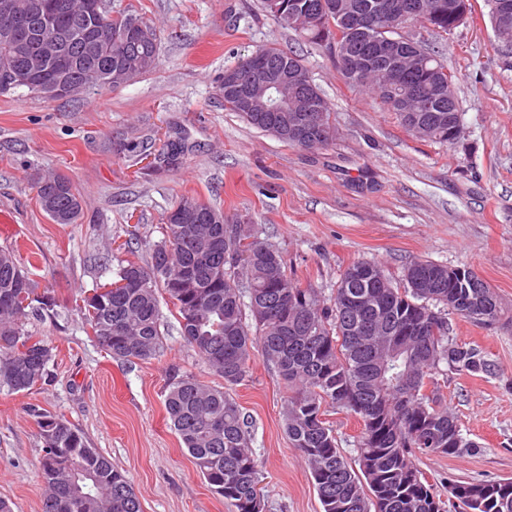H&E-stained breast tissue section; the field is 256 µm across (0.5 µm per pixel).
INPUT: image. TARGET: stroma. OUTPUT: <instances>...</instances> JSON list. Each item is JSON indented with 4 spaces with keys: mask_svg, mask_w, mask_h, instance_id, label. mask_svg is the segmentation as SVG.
Segmentation results:
<instances>
[{
    "mask_svg": "<svg viewBox=\"0 0 512 512\" xmlns=\"http://www.w3.org/2000/svg\"><path fill=\"white\" fill-rule=\"evenodd\" d=\"M468 20L425 42L455 77L462 137L421 140L374 93L346 82L326 44L285 27L259 0H107L156 28L157 66L117 88L46 101L20 88L0 95V250L15 253L53 311L26 324L53 349V380L0 389V498L41 512L42 439L32 409L65 417L131 481L143 512H231L208 489L164 407L174 373L220 386L161 300L164 356L127 362L99 345L80 311L121 261L147 263L165 215L189 195L254 225L288 275L329 301L340 275L372 260L394 281L413 260L475 272L503 313L485 327L450 316L449 337L485 352L493 374L442 367L438 396L479 451L416 453L440 496L453 482L512 479V47L493 31L485 0ZM262 46L299 55L331 111L336 138L304 149L261 132L224 107L221 78ZM184 138L180 165L160 157ZM68 177L78 223L42 211L36 174ZM229 393L248 419L266 512H322L311 473L284 431L287 386L260 352Z\"/></svg>",
    "mask_w": 512,
    "mask_h": 512,
    "instance_id": "1",
    "label": "stroma"
}]
</instances>
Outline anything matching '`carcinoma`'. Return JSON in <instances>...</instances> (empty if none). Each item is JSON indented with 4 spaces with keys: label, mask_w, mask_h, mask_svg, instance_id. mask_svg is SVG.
<instances>
[{
    "label": "carcinoma",
    "mask_w": 512,
    "mask_h": 512,
    "mask_svg": "<svg viewBox=\"0 0 512 512\" xmlns=\"http://www.w3.org/2000/svg\"><path fill=\"white\" fill-rule=\"evenodd\" d=\"M358 9L378 0H328L324 21L314 24L321 0H268L262 8L289 27L317 42L332 43L330 24L336 5ZM34 10L16 16L25 31L21 42L0 43V62L12 68L15 84H0V94L18 88L41 96L38 87L64 72L82 89L99 86L118 65L143 75L158 62L159 40L139 42L127 57L107 33L134 24L148 26L132 14L112 16L106 0H82L74 14L72 0H33ZM423 21L448 32L454 21L448 10L406 20ZM52 23L65 32L62 52L46 55L40 29ZM418 47L400 46L397 69L401 83L384 78L343 77L353 86L371 88L380 103L396 110L401 92L421 93L420 124L406 129L418 137L453 144L448 138V99L433 90L435 69L444 68L437 52L419 40ZM259 51L281 63L306 69L292 52L264 46ZM310 112L323 128L322 145L335 137L330 111L315 89ZM224 107L241 114L252 127L271 133L279 112H243L224 94ZM41 209L56 224H74L81 199L63 175L37 182ZM164 239L152 249L150 261L121 262L115 288L83 299L86 324L98 343L114 358L146 361L164 352L159 293L179 316L180 334L224 386L201 383L190 373L173 375L165 395L171 427L192 458L209 490L234 507V512H266L259 484V463L252 449L247 420L224 391L249 376L252 350H260L292 395L283 411L288 441L306 461L322 512H447L414 462L415 451L448 456L472 455L478 445L456 446L457 417L439 398L424 393L442 365L470 374L493 373L494 364L478 348L449 341L442 313L480 325L498 320L502 308L494 290L469 269L463 274L433 261H413L397 285L370 260L349 266L336 283L330 303L323 304L310 288H302L284 271L280 252L262 241L246 224H234L223 211L189 196L181 197L165 216ZM22 269L15 255L0 250V387L27 392L49 380L50 345L25 330V321L41 319L53 309L49 293L29 303L19 294L36 292L33 280L20 288ZM331 405L358 416L363 424L358 467L340 453L336 433L324 420L322 406ZM44 455L41 459L42 512H143L131 482L68 420L35 412ZM79 462L92 473L75 471ZM453 497L463 512H512V480L454 484Z\"/></svg>",
    "instance_id": "obj_1"
}]
</instances>
